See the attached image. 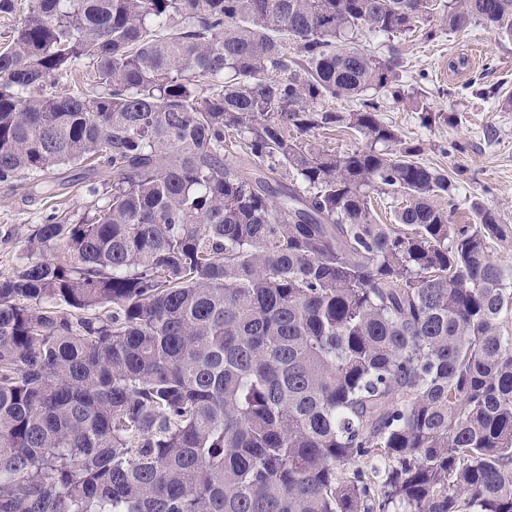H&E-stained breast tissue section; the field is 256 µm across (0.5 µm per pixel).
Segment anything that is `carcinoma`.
<instances>
[{
	"instance_id": "carcinoma-1",
	"label": "carcinoma",
	"mask_w": 512,
	"mask_h": 512,
	"mask_svg": "<svg viewBox=\"0 0 512 512\" xmlns=\"http://www.w3.org/2000/svg\"><path fill=\"white\" fill-rule=\"evenodd\" d=\"M479 25L512 0H31L0 183L87 162L96 201L0 274V512H512V226L451 223L359 41ZM64 86L71 89L74 88V90H83L85 93L90 95L99 91V88L93 81L92 75L87 71H76L72 73V75L60 78L59 83L57 84V89L54 88L50 91L60 90ZM309 139L319 145L336 152H344L356 148L364 144L360 136L354 132H339V131H317L315 135Z\"/></svg>"
}]
</instances>
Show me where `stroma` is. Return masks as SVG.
Listing matches in <instances>:
<instances>
[{
  "label": "stroma",
  "instance_id": "obj_1",
  "mask_svg": "<svg viewBox=\"0 0 512 512\" xmlns=\"http://www.w3.org/2000/svg\"><path fill=\"white\" fill-rule=\"evenodd\" d=\"M402 57L400 79L412 100L377 93L381 120L420 147L422 162L447 173L460 197L482 202L512 225V110L498 106L512 95V39L480 27L430 41L414 36L403 41ZM425 106L437 114L429 125L422 121ZM451 113L456 122H448ZM86 180L77 165L60 170L61 188L50 196L0 184V273L27 260L32 228L53 209L78 214L91 206Z\"/></svg>",
  "mask_w": 512,
  "mask_h": 512
}]
</instances>
